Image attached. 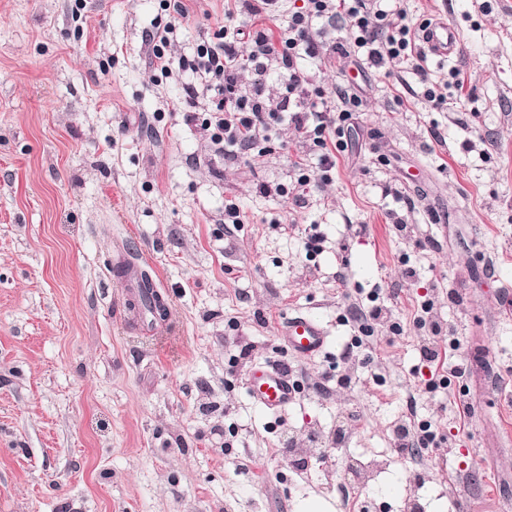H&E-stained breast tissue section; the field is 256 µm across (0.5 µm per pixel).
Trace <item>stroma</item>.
<instances>
[{
	"label": "stroma",
	"instance_id": "35a3bbf8",
	"mask_svg": "<svg viewBox=\"0 0 512 512\" xmlns=\"http://www.w3.org/2000/svg\"><path fill=\"white\" fill-rule=\"evenodd\" d=\"M182 3L176 58L224 23V0ZM402 7L458 30L427 66L464 87L437 107L399 63L305 60L362 98L317 187L292 125L253 168L177 111L192 76L145 42L160 0H0V512H512V0ZM120 247L167 320L131 322ZM297 313L328 330L314 359L279 332ZM270 364L299 386L278 413L246 387ZM421 422L434 444L399 452L396 426Z\"/></svg>",
	"mask_w": 512,
	"mask_h": 512
}]
</instances>
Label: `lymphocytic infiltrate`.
I'll list each match as a JSON object with an SVG mask.
<instances>
[{
    "instance_id": "lymphocytic-infiltrate-1",
    "label": "lymphocytic infiltrate",
    "mask_w": 512,
    "mask_h": 512,
    "mask_svg": "<svg viewBox=\"0 0 512 512\" xmlns=\"http://www.w3.org/2000/svg\"><path fill=\"white\" fill-rule=\"evenodd\" d=\"M173 11L164 26L145 36L153 62L164 74L176 67L192 73L195 84L186 90L189 102L202 104L204 127L230 158L245 155L252 165H259L258 134L271 123L286 120L312 142L320 171L335 169L337 152L346 148L344 125L362 99L342 84L330 91L310 88L302 62L324 52L375 66L401 60L426 84L430 101L445 100L430 84L410 25L392 19L380 0H233L224 12L225 25L206 34L192 57L179 59L172 58L170 46L187 11L179 2ZM243 12L250 17L244 27L236 23ZM327 25L342 32L341 41L323 40ZM272 67L281 81L275 95L264 83ZM248 71L254 75L249 83L244 80Z\"/></svg>"
}]
</instances>
